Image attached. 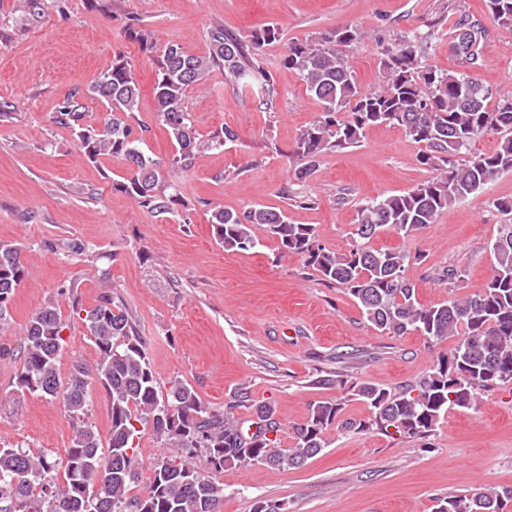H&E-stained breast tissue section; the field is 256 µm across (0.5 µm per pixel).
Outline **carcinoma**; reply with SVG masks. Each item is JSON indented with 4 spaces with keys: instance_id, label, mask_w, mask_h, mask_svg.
I'll return each instance as SVG.
<instances>
[{
    "instance_id": "carcinoma-1",
    "label": "carcinoma",
    "mask_w": 512,
    "mask_h": 512,
    "mask_svg": "<svg viewBox=\"0 0 512 512\" xmlns=\"http://www.w3.org/2000/svg\"><path fill=\"white\" fill-rule=\"evenodd\" d=\"M493 27L512 32V0H487ZM473 35L474 49L462 50L464 71L428 64L416 40L408 39L380 52L383 85L365 89L354 75L346 47L362 38L356 26L329 32L315 40L288 43L283 64L299 72L307 92L322 112L296 139L293 155L300 161L299 180L311 177L319 159L357 145L367 129L385 125L402 129L423 150L417 162L436 171L433 178L400 194L379 196L358 207V241L337 254L319 243L312 224H293L282 211L255 204L242 210L217 207L210 224L226 250L247 251L259 245L253 228L267 227L284 253L304 258L321 280L344 289L377 330L395 336L415 333L440 343L460 340L448 355L418 379L393 391L380 384L339 381L344 396L315 401L307 417L292 427L293 444L280 448V423L269 405L257 409L255 431H243L231 414L206 407L196 390L179 380L161 389L149 362L147 342L124 305L106 297L92 308H73L80 315L98 350L95 370L75 363L61 384L57 363L66 323L54 306H46L29 321L20 347L23 363L17 377L21 391L62 398L77 421L67 449L65 482L52 481L56 463L0 445V512H222L224 485L214 474L236 465L296 468L327 447L325 434L336 427L349 433L394 428L404 438L428 436L450 407L471 408L481 391L512 383V224L491 246L495 264L479 293L460 295L434 305L417 298L407 276L424 257L406 250L376 249L370 242L383 231L404 238L435 224L452 205L482 192L499 175L512 172V100L497 99L478 78L483 66L479 44L487 32L484 22L468 15L453 24L451 41ZM127 38L155 65L157 115L176 143L169 166L147 155L140 144L149 127L138 122L140 89L136 61L119 56L104 68L87 96L105 105L107 117L99 127L85 124L86 106L78 93L60 105L57 122L76 133L79 156L90 163L103 156L124 160L128 175L113 184L133 203L156 217L179 216L184 205L171 174L188 171L198 153L221 149L237 139L228 127L205 140L197 136L186 98L188 90L210 72L243 89H269L271 77L259 59L261 50L281 40L282 31L268 25L239 37L215 23L207 31L208 53L193 54L176 42L158 46L153 34L136 18L125 25ZM494 133L498 145L491 153L471 151L482 136ZM29 275L20 250L0 243V329L9 304ZM439 281L458 287L464 271L450 266L437 273ZM106 393L111 415L107 452L94 427L84 421L89 406V380ZM361 401L371 410L367 418L344 416L346 403ZM151 424L156 439L179 448L181 456L159 462L146 492L128 497L135 479L137 425ZM206 449L205 474L195 452ZM446 512H507L512 486L452 493L439 499Z\"/></svg>"
}]
</instances>
